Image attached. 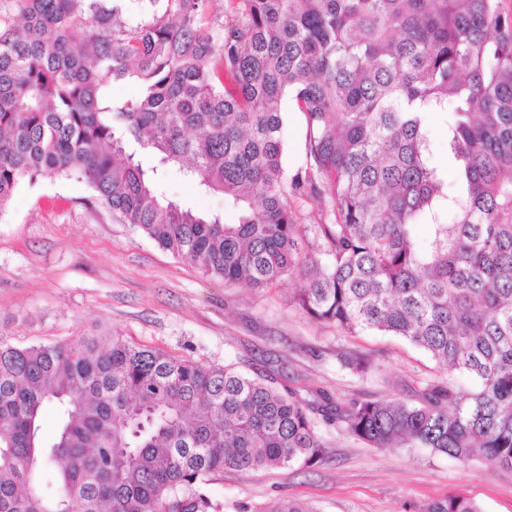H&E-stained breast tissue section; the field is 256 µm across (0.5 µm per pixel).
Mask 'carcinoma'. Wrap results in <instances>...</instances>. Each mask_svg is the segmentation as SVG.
<instances>
[{"label":"carcinoma","instance_id":"1","mask_svg":"<svg viewBox=\"0 0 512 512\" xmlns=\"http://www.w3.org/2000/svg\"><path fill=\"white\" fill-rule=\"evenodd\" d=\"M0 29V209L23 180L74 176L203 274L268 288L353 335L448 372L417 404L312 399L230 365L120 336L18 347L0 336V512H219L226 470L324 459L316 419L374 448L479 457L512 473V13L502 0H19ZM135 95L115 98L112 83ZM305 121L288 172L281 104ZM429 112L449 113L447 173ZM177 167L234 224L160 197ZM323 244L302 256L288 198ZM430 229L429 239L417 232ZM459 376L468 381H453ZM57 429L42 432L47 406ZM426 512H481L455 493Z\"/></svg>","mask_w":512,"mask_h":512}]
</instances>
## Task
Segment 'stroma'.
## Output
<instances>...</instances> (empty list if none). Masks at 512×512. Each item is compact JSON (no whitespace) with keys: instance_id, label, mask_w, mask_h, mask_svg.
Segmentation results:
<instances>
[{"instance_id":"35a3bbf8","label":"stroma","mask_w":512,"mask_h":512,"mask_svg":"<svg viewBox=\"0 0 512 512\" xmlns=\"http://www.w3.org/2000/svg\"><path fill=\"white\" fill-rule=\"evenodd\" d=\"M160 195L193 210L236 215L171 170ZM304 268L265 289L202 274L133 226L113 219L87 184L44 177L21 183L0 209V335L18 346L110 332L203 366L229 364L307 395L341 401H416L446 371L403 339L350 336L311 320L293 303ZM370 357L364 375L344 354ZM326 458L312 466L225 471L208 487L222 512H268L283 498L315 512H425L458 491L482 512H512V475L426 448H374L341 427L319 423Z\"/></svg>"}]
</instances>
